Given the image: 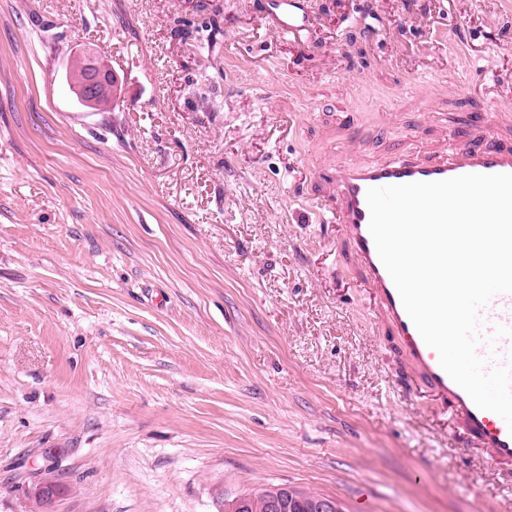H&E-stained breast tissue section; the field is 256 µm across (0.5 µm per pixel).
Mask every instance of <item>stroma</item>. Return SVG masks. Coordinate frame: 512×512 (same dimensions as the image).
Masks as SVG:
<instances>
[{
	"label": "stroma",
	"mask_w": 512,
	"mask_h": 512,
	"mask_svg": "<svg viewBox=\"0 0 512 512\" xmlns=\"http://www.w3.org/2000/svg\"><path fill=\"white\" fill-rule=\"evenodd\" d=\"M0 0V512H512L297 204L351 140L428 149L512 112V0ZM366 14L365 23L354 22ZM110 61L108 112L66 74ZM477 80L472 98L458 85ZM266 11L281 37L302 46L309 44L316 23L305 0H267ZM277 485L264 489L258 493L250 494L239 512H268L269 502L275 498L281 504L280 512H320L318 503L325 498L306 492L296 487H282Z\"/></svg>",
	"instance_id": "stroma-1"
}]
</instances>
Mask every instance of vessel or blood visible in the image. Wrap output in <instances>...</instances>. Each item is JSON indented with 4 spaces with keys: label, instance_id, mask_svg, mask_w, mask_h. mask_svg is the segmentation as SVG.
I'll return each mask as SVG.
<instances>
[{
    "label": "vessel or blood",
    "instance_id": "b4317fda",
    "mask_svg": "<svg viewBox=\"0 0 512 512\" xmlns=\"http://www.w3.org/2000/svg\"><path fill=\"white\" fill-rule=\"evenodd\" d=\"M267 15L278 34L308 45L315 28L305 0H267ZM434 150H397L371 161L347 155L319 164L314 173L326 188L328 209L308 202L320 222L340 225L351 268L368 290L378 319L399 340L416 384L447 406L469 446L494 465H512V429L498 414L478 408L442 369L437 352L426 345L408 316L377 253L369 231L368 189L412 182H434L466 174H512V141L487 121L450 127ZM481 332L512 328V293L495 296L480 311Z\"/></svg>",
    "mask_w": 512,
    "mask_h": 512
}]
</instances>
